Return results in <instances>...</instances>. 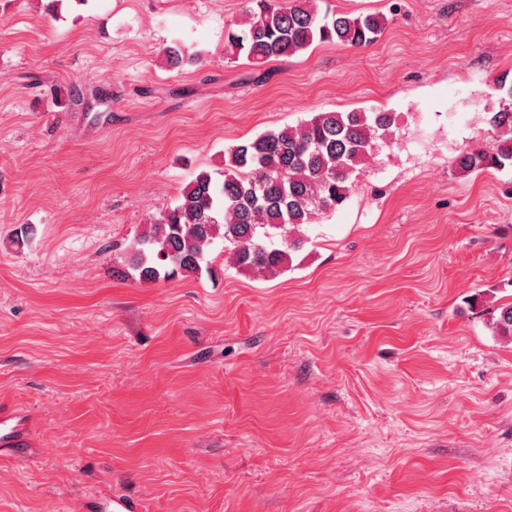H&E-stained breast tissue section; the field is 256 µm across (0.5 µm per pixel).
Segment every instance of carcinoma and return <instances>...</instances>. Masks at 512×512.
Returning a JSON list of instances; mask_svg holds the SVG:
<instances>
[{"mask_svg":"<svg viewBox=\"0 0 512 512\" xmlns=\"http://www.w3.org/2000/svg\"><path fill=\"white\" fill-rule=\"evenodd\" d=\"M385 24L378 15L343 12L321 21L316 0H246L243 29L228 34V48L260 66L316 41L369 46ZM497 87L507 103L488 109L486 122L498 132V145L460 151L454 165L463 175L512 166V83ZM395 125L393 112H319L233 146L222 181L197 174L175 206L150 218L135 242L132 269L141 281L197 276L213 263L211 248L220 239L239 269L276 275L304 247L302 227L346 200L358 166L378 142H389ZM493 329L512 339V302L502 305Z\"/></svg>","mask_w":512,"mask_h":512,"instance_id":"obj_1","label":"carcinoma"}]
</instances>
